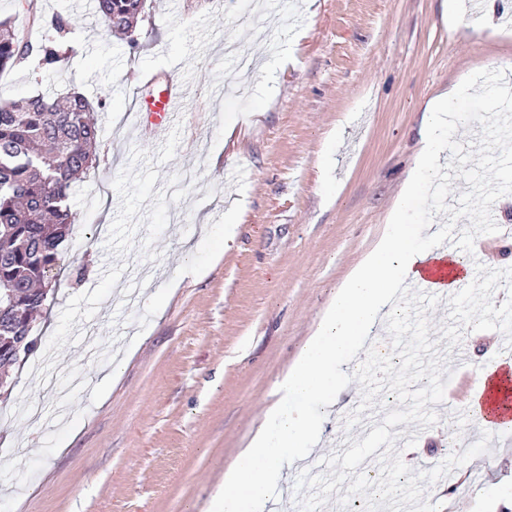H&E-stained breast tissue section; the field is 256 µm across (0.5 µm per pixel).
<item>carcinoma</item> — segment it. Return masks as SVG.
<instances>
[{"label":"carcinoma","instance_id":"cac0c4a2","mask_svg":"<svg viewBox=\"0 0 512 512\" xmlns=\"http://www.w3.org/2000/svg\"><path fill=\"white\" fill-rule=\"evenodd\" d=\"M146 0H97L105 30L139 46ZM76 15L45 19L36 0H19L0 19V73L23 64L61 71ZM108 95L91 100L76 91L0 101V336H12L47 301L60 245L71 233V199L97 164L99 125L94 112Z\"/></svg>","mask_w":512,"mask_h":512}]
</instances>
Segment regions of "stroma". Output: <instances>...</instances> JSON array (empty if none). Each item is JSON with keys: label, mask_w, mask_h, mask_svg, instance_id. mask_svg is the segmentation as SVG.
I'll use <instances>...</instances> for the list:
<instances>
[{"label": "stroma", "mask_w": 512, "mask_h": 512, "mask_svg": "<svg viewBox=\"0 0 512 512\" xmlns=\"http://www.w3.org/2000/svg\"><path fill=\"white\" fill-rule=\"evenodd\" d=\"M84 26L59 73L0 74V99L66 87L105 93L100 163L72 201L36 347L0 400V512H211L280 398L279 384L342 283L380 239L415 166L428 102L480 70L512 77V0L456 24L444 0H152L138 50L106 34L95 0H41ZM183 74L186 123L137 135L147 77ZM234 136L225 139L224 129ZM236 209L232 241L225 214ZM487 277L428 313L429 340L465 339L483 312L496 346L512 313L478 306ZM358 382L326 410L309 459L336 451ZM438 420L399 452L413 473L445 460ZM430 503L494 512L512 479V430Z\"/></svg>", "instance_id": "obj_1"}]
</instances>
